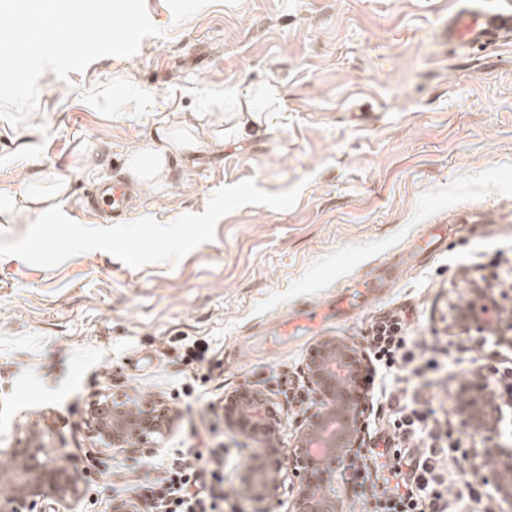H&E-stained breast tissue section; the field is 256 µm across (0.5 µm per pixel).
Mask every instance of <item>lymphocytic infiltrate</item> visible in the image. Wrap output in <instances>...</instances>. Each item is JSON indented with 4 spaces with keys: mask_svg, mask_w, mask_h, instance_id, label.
I'll use <instances>...</instances> for the list:
<instances>
[{
    "mask_svg": "<svg viewBox=\"0 0 512 512\" xmlns=\"http://www.w3.org/2000/svg\"><path fill=\"white\" fill-rule=\"evenodd\" d=\"M372 361L393 373L420 377L416 360L421 344L409 336L403 317L393 315L375 322L367 338ZM393 413L383 449L368 448L365 460L354 465L353 476L363 497L373 500L377 512H450L452 500H478L476 483L449 487L446 479L452 458L447 436L406 394L386 392ZM418 455H410L415 443ZM389 459L388 473L394 486L377 488L370 482L369 461ZM224 457L222 449L210 454L195 452L173 458L162 476L142 480L131 506L135 512H224Z\"/></svg>",
    "mask_w": 512,
    "mask_h": 512,
    "instance_id": "lymphocytic-infiltrate-1",
    "label": "lymphocytic infiltrate"
}]
</instances>
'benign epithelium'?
Segmentation results:
<instances>
[{
  "mask_svg": "<svg viewBox=\"0 0 512 512\" xmlns=\"http://www.w3.org/2000/svg\"><path fill=\"white\" fill-rule=\"evenodd\" d=\"M363 352L336 336L319 341L302 366V374L315 395L314 406L305 417L295 448L284 460L265 468L260 485L269 491L280 486L283 466L298 480L291 512H341L336 490L323 491L326 472L336 469L363 448L369 401L360 380ZM90 426L112 448H127L131 441L151 453L159 451L167 433L165 410L148 407L121 397L92 405ZM272 399L264 390L243 386L225 397L224 415L231 427L254 434L270 435ZM460 426L478 427L488 437V446L470 459L475 473L491 468L494 491L512 512V448L498 442L503 412L480 378L467 382L466 402L456 408ZM13 462L0 471V482L16 484L20 492L0 502V512H59L73 508L84 496L63 464V457L45 461L39 432L34 430L25 448H1Z\"/></svg>",
  "mask_w": 512,
  "mask_h": 512,
  "instance_id": "benign-epithelium-1",
  "label": "benign epithelium"
}]
</instances>
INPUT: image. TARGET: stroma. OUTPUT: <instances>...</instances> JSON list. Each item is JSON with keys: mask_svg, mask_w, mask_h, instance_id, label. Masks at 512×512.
Returning a JSON list of instances; mask_svg holds the SVG:
<instances>
[{"mask_svg": "<svg viewBox=\"0 0 512 512\" xmlns=\"http://www.w3.org/2000/svg\"><path fill=\"white\" fill-rule=\"evenodd\" d=\"M455 0H145L160 28L129 58L39 80L20 126L0 118V189L66 183L59 219L0 211V451L38 428L85 496L112 512L143 475L187 448L224 449V490L243 512H289L288 490L243 483L270 449L294 446L313 395L301 367L319 338L359 349L377 318L448 349V379L422 391L471 477L483 436L462 429L454 394L470 360H512L489 330L452 326L475 277L512 275V47L455 48L440 30ZM280 91L268 129L242 139L226 92ZM170 126L224 125V144L172 162L170 186L136 189L125 223L82 207L125 177L127 152ZM447 227L434 251L409 246ZM383 287L318 336L259 347L284 316ZM203 363L190 361L196 348ZM267 390L280 429L255 438L224 421V398ZM155 402L159 453L105 447L93 400Z\"/></svg>", "mask_w": 512, "mask_h": 512, "instance_id": "1", "label": "stroma"}]
</instances>
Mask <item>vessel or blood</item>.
I'll return each mask as SVG.
<instances>
[{"mask_svg": "<svg viewBox=\"0 0 512 512\" xmlns=\"http://www.w3.org/2000/svg\"><path fill=\"white\" fill-rule=\"evenodd\" d=\"M445 36L449 43L466 48H485L512 44V0H466L448 14ZM130 206V187L120 178L101 184L91 198L92 211L106 212L119 220ZM349 296L329 307L316 306L284 317L273 332L274 340H288L314 333L331 318L357 306Z\"/></svg>", "mask_w": 512, "mask_h": 512, "instance_id": "vessel-or-blood-1", "label": "vessel or blood"}]
</instances>
